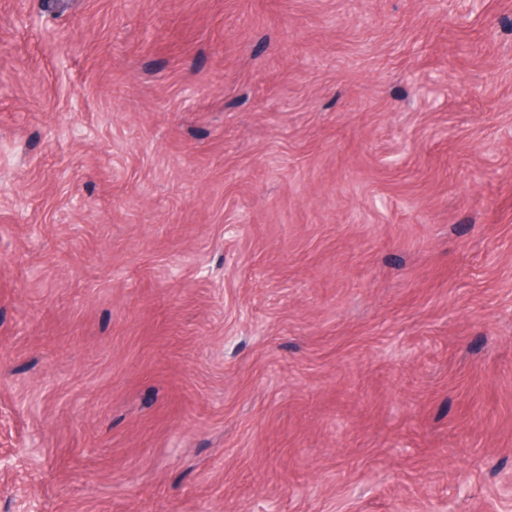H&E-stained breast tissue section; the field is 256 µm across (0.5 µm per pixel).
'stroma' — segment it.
Wrapping results in <instances>:
<instances>
[{"label":"stroma","mask_w":512,"mask_h":512,"mask_svg":"<svg viewBox=\"0 0 512 512\" xmlns=\"http://www.w3.org/2000/svg\"><path fill=\"white\" fill-rule=\"evenodd\" d=\"M0 512H512V0H0Z\"/></svg>","instance_id":"stroma-1"}]
</instances>
